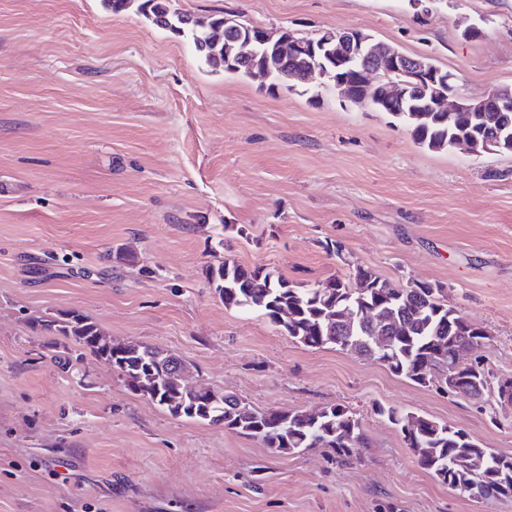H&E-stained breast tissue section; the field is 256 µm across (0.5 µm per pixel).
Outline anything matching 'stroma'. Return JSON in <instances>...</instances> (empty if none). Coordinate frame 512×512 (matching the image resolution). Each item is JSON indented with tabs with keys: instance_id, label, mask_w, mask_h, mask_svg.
<instances>
[{
	"instance_id": "1",
	"label": "stroma",
	"mask_w": 512,
	"mask_h": 512,
	"mask_svg": "<svg viewBox=\"0 0 512 512\" xmlns=\"http://www.w3.org/2000/svg\"><path fill=\"white\" fill-rule=\"evenodd\" d=\"M279 32L343 27L453 72L477 99L512 87V0H174ZM482 37H462L468 25ZM342 246L327 253L326 242ZM131 249L135 264L112 257ZM307 287L356 267L448 290L512 381V155L420 147L334 87L213 71L136 9L0 0V512H512L421 469L393 406L512 456V405L474 401L264 318L225 309L208 266ZM76 310L114 342L180 357L258 410L356 414L366 445L284 455L171 416L85 357L70 372L31 316Z\"/></svg>"
}]
</instances>
